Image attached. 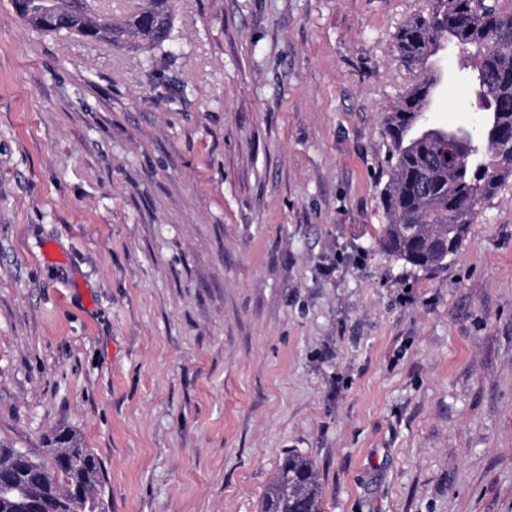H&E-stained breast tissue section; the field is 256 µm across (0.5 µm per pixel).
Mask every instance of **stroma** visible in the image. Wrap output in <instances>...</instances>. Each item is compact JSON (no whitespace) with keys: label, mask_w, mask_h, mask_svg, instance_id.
I'll return each instance as SVG.
<instances>
[{"label":"stroma","mask_w":512,"mask_h":512,"mask_svg":"<svg viewBox=\"0 0 512 512\" xmlns=\"http://www.w3.org/2000/svg\"><path fill=\"white\" fill-rule=\"evenodd\" d=\"M432 6L173 0L141 52L0 0V440L73 428L109 512H259L291 452L323 512H512V179L442 269L379 244Z\"/></svg>","instance_id":"stroma-1"}]
</instances>
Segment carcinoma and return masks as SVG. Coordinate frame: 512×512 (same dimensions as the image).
<instances>
[{"label": "carcinoma", "instance_id": "obj_1", "mask_svg": "<svg viewBox=\"0 0 512 512\" xmlns=\"http://www.w3.org/2000/svg\"><path fill=\"white\" fill-rule=\"evenodd\" d=\"M12 2L18 16L39 32L143 49H160L171 39L170 0H146L121 23L112 22L101 0ZM449 46L465 55L474 72L486 114L477 139L462 127H423L434 82L429 60ZM396 48L421 75L385 122L391 177L381 190L385 224L379 244L428 273L447 265L482 204L512 178V0H434L432 12L398 31ZM79 447L74 430H53L48 459L36 455L29 473L0 483V512H33L35 504L41 512H108L97 455L83 449L90 466L82 469L61 464ZM261 512H322L320 477L311 458L293 453L283 460Z\"/></svg>", "mask_w": 512, "mask_h": 512}]
</instances>
